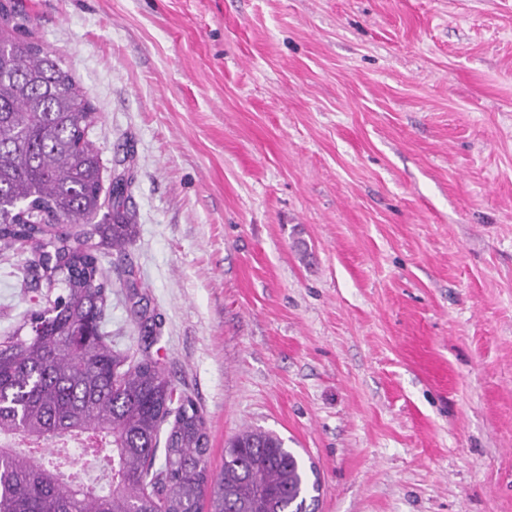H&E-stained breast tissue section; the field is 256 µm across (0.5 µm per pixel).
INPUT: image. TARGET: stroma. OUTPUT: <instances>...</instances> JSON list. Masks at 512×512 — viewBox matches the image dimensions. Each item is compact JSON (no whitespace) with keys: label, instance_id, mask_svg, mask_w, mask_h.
I'll list each match as a JSON object with an SVG mask.
<instances>
[{"label":"stroma","instance_id":"1","mask_svg":"<svg viewBox=\"0 0 512 512\" xmlns=\"http://www.w3.org/2000/svg\"><path fill=\"white\" fill-rule=\"evenodd\" d=\"M133 226L106 328L217 475L275 431L316 512H512V0H14ZM0 251V336L49 292Z\"/></svg>","mask_w":512,"mask_h":512}]
</instances>
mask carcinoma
Listing matches in <instances>:
<instances>
[{
    "mask_svg": "<svg viewBox=\"0 0 512 512\" xmlns=\"http://www.w3.org/2000/svg\"><path fill=\"white\" fill-rule=\"evenodd\" d=\"M12 0H0V251L31 244L34 264L61 292L37 335L0 338V512H315L318 479L273 431L246 428L209 480L205 418L157 363L114 350L104 330L110 282L105 250L131 237L118 178L96 221L101 154L96 113L62 60L24 36ZM164 461L156 464L163 424ZM83 440L112 488L68 481L58 467L16 451Z\"/></svg>",
    "mask_w": 512,
    "mask_h": 512,
    "instance_id": "obj_1",
    "label": "carcinoma"
}]
</instances>
